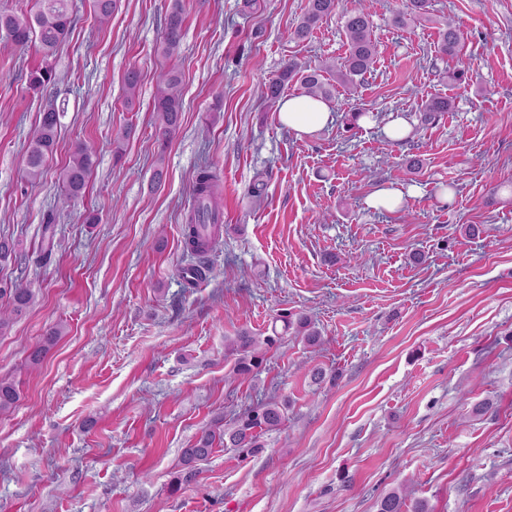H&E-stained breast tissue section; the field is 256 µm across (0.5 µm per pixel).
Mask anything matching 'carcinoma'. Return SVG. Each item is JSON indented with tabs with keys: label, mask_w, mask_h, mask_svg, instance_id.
<instances>
[{
	"label": "carcinoma",
	"mask_w": 512,
	"mask_h": 512,
	"mask_svg": "<svg viewBox=\"0 0 512 512\" xmlns=\"http://www.w3.org/2000/svg\"><path fill=\"white\" fill-rule=\"evenodd\" d=\"M117 0H93V11L100 22L107 21L116 9ZM429 8V0H405L404 10L393 18V25L401 27L409 17L420 18ZM340 13L343 19V33L347 53L343 62L336 66L324 62L318 66L301 65L294 60L288 61L280 73L269 79L263 92L268 106L276 105L284 90L290 84L300 86L303 93L327 99L331 91L323 82V73L336 70L337 79L344 85L357 86L374 71L377 60L376 43L373 38L371 14L355 0L352 7L346 6V0H308L306 10L291 32L292 38L304 41L323 19ZM185 7L183 0H172L164 19L159 53L171 58L180 48L184 35ZM75 18L69 9V0H34L33 9L20 14L13 11L0 12V33L7 34L10 40L6 44L23 49L31 42L39 44L44 58L55 55L57 49L66 41ZM464 40L461 27L452 18L443 24L439 32L438 49L446 56L458 55ZM52 64L30 72L29 86L33 90H46L55 82ZM125 104L133 108L139 94L140 73L132 69L124 78ZM182 74L175 68L168 69L160 78L154 97V108L158 120V139L167 143L179 127L183 102L181 96ZM451 101L437 94L421 99V119L431 123L441 112L450 110ZM60 125V113L53 107L42 113L39 125L35 129L24 158V170L29 182L39 181L44 174L46 162L53 152ZM93 152L82 142L72 146L69 161L60 173L65 195L78 198L86 190L90 175L95 167ZM222 183L216 170L204 166L200 168L192 185V207L186 214L182 230V248L194 259V264L183 270L192 278L187 283L193 287L208 280L210 265L208 257L223 238L224 224L221 209ZM7 298L6 306L0 310V335L9 329L15 319L24 315L34 303L30 289L18 284L0 285V299ZM285 328L295 327V335L310 347L321 340V333L310 316L301 314L295 321H284ZM64 326L61 324L48 330L39 344L29 354V363L38 367L46 355L54 348ZM272 337L260 338L247 330L229 338L225 343V352L236 357L234 374L245 377L260 368L266 349L273 346ZM19 392L16 385L8 380H0V414L6 413L16 405ZM288 401H266L254 407L244 409L229 422L218 418L213 424L201 431L193 445L182 449L183 469L177 477V483H190L199 475L197 463L205 460L217 444L237 448L243 452H253L262 447L261 435L276 431L285 420ZM376 512H429L427 502L418 500L407 504L403 490L395 489L377 501Z\"/></svg>",
	"instance_id": "cac0c4a2"
}]
</instances>
